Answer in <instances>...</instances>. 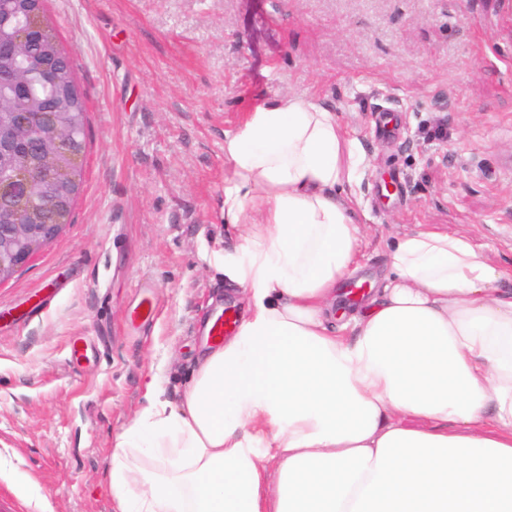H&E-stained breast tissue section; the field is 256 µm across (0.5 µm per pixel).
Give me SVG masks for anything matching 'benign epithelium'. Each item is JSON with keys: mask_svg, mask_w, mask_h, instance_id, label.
I'll return each instance as SVG.
<instances>
[{"mask_svg": "<svg viewBox=\"0 0 512 512\" xmlns=\"http://www.w3.org/2000/svg\"><path fill=\"white\" fill-rule=\"evenodd\" d=\"M13 4L14 0H0V28L9 36V55L15 59L26 58L29 56L28 37L21 27L14 25L10 14ZM40 70L38 63L33 61L21 70L8 68L0 85V104H9L0 110V193L4 191V181L17 175L21 181L16 183V188L25 195L48 197L49 186L35 183V178L21 167L32 152L38 154L45 172L52 176L51 184L58 190L69 186L72 180L69 169L58 162V155L70 142L71 127L56 123L39 129L35 125L38 113L16 107L17 94L28 84V76L37 75ZM60 229L59 224L43 223L37 206L26 213L13 210L0 213V282L50 244Z\"/></svg>", "mask_w": 512, "mask_h": 512, "instance_id": "7a95c632", "label": "benign epithelium"}]
</instances>
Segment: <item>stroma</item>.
<instances>
[{
  "mask_svg": "<svg viewBox=\"0 0 512 512\" xmlns=\"http://www.w3.org/2000/svg\"><path fill=\"white\" fill-rule=\"evenodd\" d=\"M88 104L70 222L0 282V512H113L119 436L157 378L178 401L240 241L224 134L288 92L331 108L361 157V279L431 226L512 266V0H49ZM448 136L432 140L429 127ZM147 325L133 311L144 295Z\"/></svg>",
  "mask_w": 512,
  "mask_h": 512,
  "instance_id": "stroma-1",
  "label": "stroma"
}]
</instances>
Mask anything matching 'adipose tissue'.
I'll return each mask as SVG.
<instances>
[{"instance_id":"obj_1","label":"adipose tissue","mask_w":512,"mask_h":512,"mask_svg":"<svg viewBox=\"0 0 512 512\" xmlns=\"http://www.w3.org/2000/svg\"><path fill=\"white\" fill-rule=\"evenodd\" d=\"M224 157V221L251 230L214 268L250 314L179 403L147 382L114 512H512V271L423 229L348 300L360 157L334 112L275 98L225 132Z\"/></svg>"}]
</instances>
